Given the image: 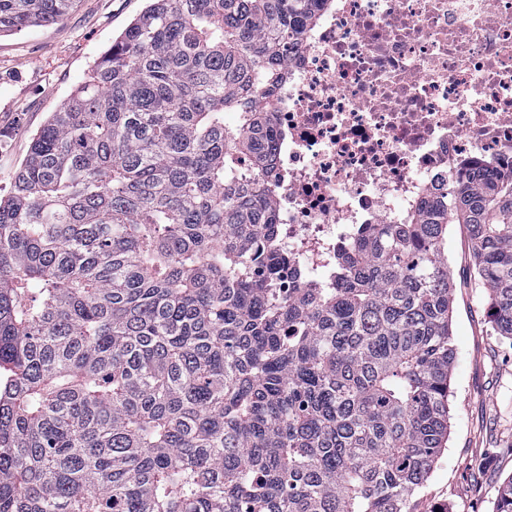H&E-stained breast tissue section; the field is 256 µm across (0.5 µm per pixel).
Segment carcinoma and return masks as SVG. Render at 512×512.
Returning a JSON list of instances; mask_svg holds the SVG:
<instances>
[{
    "instance_id": "1",
    "label": "carcinoma",
    "mask_w": 512,
    "mask_h": 512,
    "mask_svg": "<svg viewBox=\"0 0 512 512\" xmlns=\"http://www.w3.org/2000/svg\"><path fill=\"white\" fill-rule=\"evenodd\" d=\"M79 2L0 0V36ZM325 2L150 0L33 138L0 199V512H416L458 355L448 225L512 341V172L281 294L260 100Z\"/></svg>"
}]
</instances>
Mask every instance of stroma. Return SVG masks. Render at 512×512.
Returning <instances> with one entry per match:
<instances>
[{
  "label": "stroma",
  "mask_w": 512,
  "mask_h": 512,
  "mask_svg": "<svg viewBox=\"0 0 512 512\" xmlns=\"http://www.w3.org/2000/svg\"><path fill=\"white\" fill-rule=\"evenodd\" d=\"M147 0H80L60 21L0 37V196L12 186L31 141L51 112L85 81L102 51ZM454 282L448 441L417 494L419 512H492L499 483L512 475V341L496 336L488 290L472 266L464 226L445 242Z\"/></svg>",
  "instance_id": "stroma-1"
}]
</instances>
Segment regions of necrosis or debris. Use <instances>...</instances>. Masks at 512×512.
<instances>
[{
    "label": "necrosis or debris",
    "mask_w": 512,
    "mask_h": 512,
    "mask_svg": "<svg viewBox=\"0 0 512 512\" xmlns=\"http://www.w3.org/2000/svg\"><path fill=\"white\" fill-rule=\"evenodd\" d=\"M272 102L285 291L463 169H512V0H330Z\"/></svg>",
    "instance_id": "4bbe7bcc"
}]
</instances>
